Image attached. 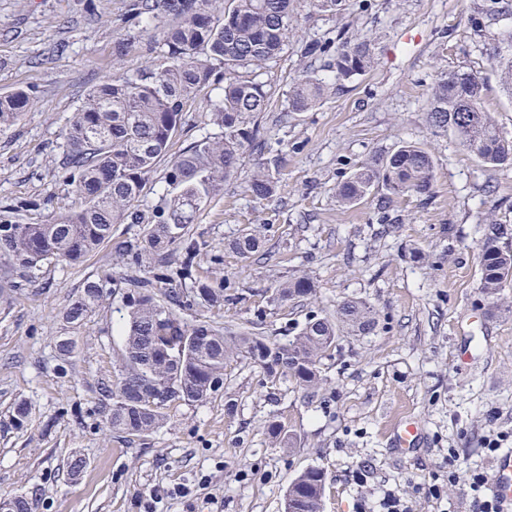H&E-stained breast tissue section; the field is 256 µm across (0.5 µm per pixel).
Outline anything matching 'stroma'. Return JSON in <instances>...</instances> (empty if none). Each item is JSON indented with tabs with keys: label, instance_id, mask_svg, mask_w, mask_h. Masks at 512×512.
<instances>
[{
	"label": "stroma",
	"instance_id": "obj_1",
	"mask_svg": "<svg viewBox=\"0 0 512 512\" xmlns=\"http://www.w3.org/2000/svg\"><path fill=\"white\" fill-rule=\"evenodd\" d=\"M490 0H350L343 14L296 0L297 25L282 57L263 69L273 92L257 119L261 151L247 150L224 195L196 215L189 236L201 267L223 281L229 301L210 306L190 284L181 313L233 332L287 343L309 316L335 317L348 300L374 307L379 325L344 335L324 355L322 383L307 390L289 376L235 357L224 386L203 402H175L157 431L129 437L107 429L102 389L118 373L127 317V281L144 271L116 242L142 238L140 224H119L112 244L77 265L48 264L19 280L0 301V494L21 493L30 512H142L156 494L159 512H283L290 483L305 469L325 474L323 512H362L381 489L394 490L411 512H477L469 473L490 471L484 446L502 437L512 448V284L498 301L480 289L479 253L488 222L512 248V166L489 168L452 132L432 127L428 100L448 73L478 71L483 105L512 139V97L488 55L512 30V15L487 14ZM129 0H0V93L30 91L35 106L0 135V213L44 223L80 199L61 176L65 131L83 95L120 71L136 74L149 59V34L114 59L116 40L135 34ZM371 41L374 64L336 82L335 54L305 58L307 42ZM312 72L331 88L307 112L288 106L294 80ZM208 101L182 114L170 152L211 133ZM405 141L432 156L436 180L426 196L383 207L373 191L347 208L336 186ZM275 168L268 200L254 198L259 165ZM260 234L262 249L244 258L229 243ZM315 285L286 303L274 298L293 275ZM108 278L104 301L80 328L64 319L83 281ZM73 336L77 351L55 345ZM27 401L30 418L9 415ZM410 412L424 436L398 447L391 423ZM292 436V448L280 435ZM79 457V476L68 467ZM458 479L449 482V471ZM442 486L432 498L431 485ZM187 488L182 497L174 487Z\"/></svg>",
	"mask_w": 512,
	"mask_h": 512
}]
</instances>
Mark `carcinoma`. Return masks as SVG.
<instances>
[{
    "label": "carcinoma",
    "instance_id": "cac0c4a2",
    "mask_svg": "<svg viewBox=\"0 0 512 512\" xmlns=\"http://www.w3.org/2000/svg\"><path fill=\"white\" fill-rule=\"evenodd\" d=\"M348 0H311L319 12L336 14ZM294 0H132L129 21L149 25L163 17L158 33V60L135 75L114 73L91 88L77 108L66 132V153L61 163L63 182L82 199L78 208L60 212L50 223L20 224L0 216V297L15 287L14 275L30 277L48 263L79 264L112 242L116 224L147 225L140 243L125 241L124 254L150 274L129 283L119 373L107 399L101 403L104 424L116 433L141 437L158 429L164 410L174 402L197 403L224 385V368L230 357L243 355L262 365L268 375L291 376L304 388L321 381L320 362L343 330L355 335L371 333L374 309L350 300L336 319L311 316L297 336L283 345L263 336H226L206 320L193 326L183 322L185 307L179 293L167 288L154 297L158 283L190 282L211 305L226 300L224 283L203 276L198 248L187 237L193 216L223 196L224 183L243 161L257 138L253 118L268 110L272 94L258 80L257 70L281 57L293 32ZM495 50V66L505 92L512 96V31ZM374 63L371 42L363 40L336 50V81L364 74ZM327 83L312 73L298 79L288 92L289 108L307 112L319 105ZM210 98L209 124L217 132L206 135L167 163L166 195L147 215L139 208L146 180L168 155L179 130L181 115L202 92ZM484 82L478 72H454L439 79L429 101L433 127L451 130L458 144L488 167L512 165V141L503 135L491 113L482 105ZM33 103L25 89L0 94V134L14 127ZM475 121H456L461 107ZM435 181L432 157L419 144L403 142L385 159L362 166L336 185V198L353 206L381 186L386 199L408 194L428 195ZM276 188L274 171L266 166L254 171L250 190L259 199ZM501 232L495 224L480 250V285L491 299L512 282V249L498 245ZM181 248L178 263L167 258L173 245ZM259 248L258 237L243 233L231 249L247 257ZM102 278L86 280L68 306L65 317L81 326L104 297ZM313 282L304 275L291 276L275 289L276 299L287 302L307 296ZM30 407L14 404L11 422L26 424ZM325 477L308 468L289 486L286 512H321ZM0 512H30L28 498L0 499Z\"/></svg>",
    "mask_w": 512,
    "mask_h": 512
}]
</instances>
